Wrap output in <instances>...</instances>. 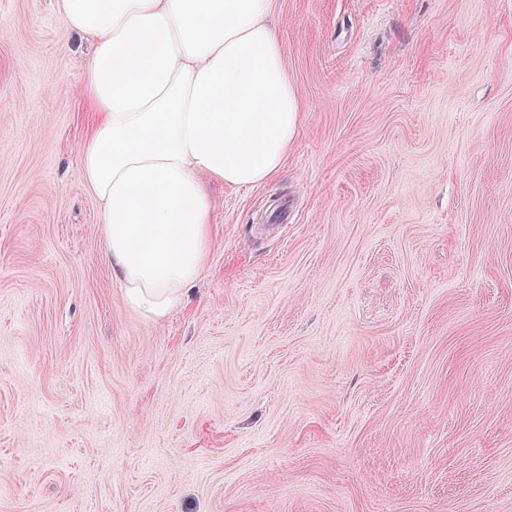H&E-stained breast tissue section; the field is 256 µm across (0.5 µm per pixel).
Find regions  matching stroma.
Wrapping results in <instances>:
<instances>
[{
    "label": "stroma",
    "mask_w": 512,
    "mask_h": 512,
    "mask_svg": "<svg viewBox=\"0 0 512 512\" xmlns=\"http://www.w3.org/2000/svg\"><path fill=\"white\" fill-rule=\"evenodd\" d=\"M56 2L0 0V512H512V0H275L288 161L155 323Z\"/></svg>",
    "instance_id": "35a3bbf8"
}]
</instances>
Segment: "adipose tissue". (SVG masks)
<instances>
[{
	"label": "adipose tissue",
	"instance_id": "1",
	"mask_svg": "<svg viewBox=\"0 0 512 512\" xmlns=\"http://www.w3.org/2000/svg\"><path fill=\"white\" fill-rule=\"evenodd\" d=\"M91 44L81 95L96 120L80 150L126 305L168 317L203 272L207 184L277 175L300 120L274 0H57Z\"/></svg>",
	"mask_w": 512,
	"mask_h": 512
}]
</instances>
